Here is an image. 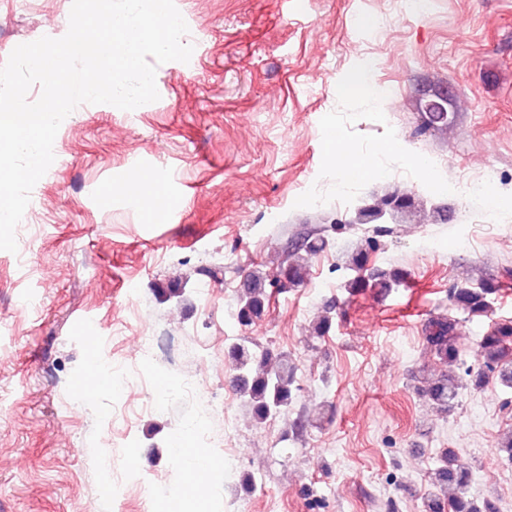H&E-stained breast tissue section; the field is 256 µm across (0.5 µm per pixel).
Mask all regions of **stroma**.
I'll list each match as a JSON object with an SVG mask.
<instances>
[{
	"label": "stroma",
	"instance_id": "stroma-1",
	"mask_svg": "<svg viewBox=\"0 0 512 512\" xmlns=\"http://www.w3.org/2000/svg\"><path fill=\"white\" fill-rule=\"evenodd\" d=\"M175 4L190 61L157 66L147 109L69 114L17 252L0 250V512H426L445 448L470 466L475 497L512 512L497 448L512 431V389L489 378L445 414L418 394L420 370L435 366L426 320L452 314L460 280L512 270V211L460 189L490 167L494 195L512 199V0H428L404 14L396 0ZM71 5L0 0V65L18 45L63 37ZM367 60L394 90L385 102L345 88ZM438 80L457 105L444 133L422 130L418 112ZM343 151L389 179L350 178ZM423 154L432 171L418 168ZM135 175L149 180L139 195L127 190ZM397 187L422 212L384 233L350 226L357 200ZM307 233L331 241L307 282L272 291L257 325L238 324L246 275ZM369 237L371 266L403 269L408 284L351 297L345 253ZM327 308L333 328L310 343ZM242 336L294 358L288 418L259 425L244 408L225 355ZM92 344L114 385L86 399ZM185 378L212 414L188 394L161 400L160 384ZM186 434L194 448L213 438L220 469L181 478L172 443Z\"/></svg>",
	"mask_w": 512,
	"mask_h": 512
}]
</instances>
